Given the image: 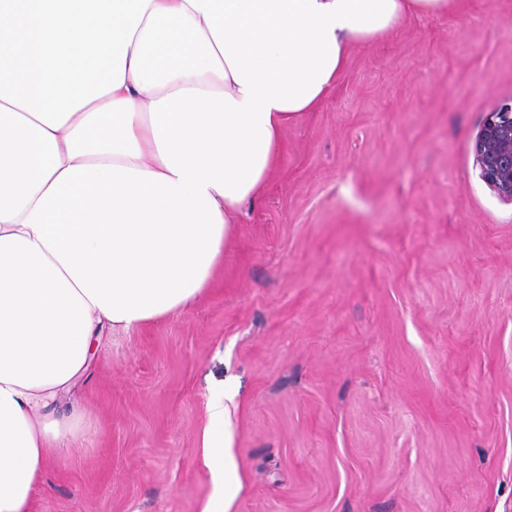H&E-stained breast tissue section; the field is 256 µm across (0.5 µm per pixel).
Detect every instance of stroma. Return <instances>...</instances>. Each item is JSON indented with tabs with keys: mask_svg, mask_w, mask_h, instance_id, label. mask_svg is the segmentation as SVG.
I'll return each instance as SVG.
<instances>
[{
	"mask_svg": "<svg viewBox=\"0 0 512 512\" xmlns=\"http://www.w3.org/2000/svg\"><path fill=\"white\" fill-rule=\"evenodd\" d=\"M510 100L512 0L354 47L207 291L105 335L34 512H203L225 387L230 512H512V202L473 156Z\"/></svg>",
	"mask_w": 512,
	"mask_h": 512,
	"instance_id": "1",
	"label": "stroma"
}]
</instances>
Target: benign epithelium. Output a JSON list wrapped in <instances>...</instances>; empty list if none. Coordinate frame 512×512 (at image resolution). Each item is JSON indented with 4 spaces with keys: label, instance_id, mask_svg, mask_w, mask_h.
Returning a JSON list of instances; mask_svg holds the SVG:
<instances>
[{
    "label": "benign epithelium",
    "instance_id": "7a95c632",
    "mask_svg": "<svg viewBox=\"0 0 512 512\" xmlns=\"http://www.w3.org/2000/svg\"><path fill=\"white\" fill-rule=\"evenodd\" d=\"M474 156L480 179L499 197L512 201V102L487 115Z\"/></svg>",
    "mask_w": 512,
    "mask_h": 512
}]
</instances>
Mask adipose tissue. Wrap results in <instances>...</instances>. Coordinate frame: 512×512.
<instances>
[{"label": "adipose tissue", "instance_id": "adipose-tissue-1", "mask_svg": "<svg viewBox=\"0 0 512 512\" xmlns=\"http://www.w3.org/2000/svg\"><path fill=\"white\" fill-rule=\"evenodd\" d=\"M452 0H0V512H32L103 331L210 285L354 46ZM208 400L213 495L240 488Z\"/></svg>", "mask_w": 512, "mask_h": 512}]
</instances>
